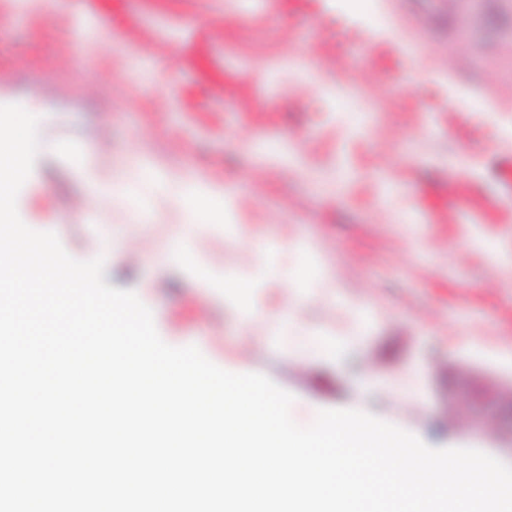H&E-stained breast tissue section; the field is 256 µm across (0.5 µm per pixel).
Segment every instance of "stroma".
<instances>
[{
	"label": "stroma",
	"instance_id": "stroma-1",
	"mask_svg": "<svg viewBox=\"0 0 512 512\" xmlns=\"http://www.w3.org/2000/svg\"><path fill=\"white\" fill-rule=\"evenodd\" d=\"M347 2L0 0V103L48 115L20 217L75 259L103 255L167 344L291 393L298 424L360 410L512 465V0L432 17L421 0ZM73 153L122 181L142 158L164 184L58 223L61 199L90 196ZM190 175L228 212L219 230L197 218L188 253L226 275L267 269L249 324L166 251ZM319 332L344 341L339 363L297 350ZM358 365L379 388H359Z\"/></svg>",
	"mask_w": 512,
	"mask_h": 512
}]
</instances>
